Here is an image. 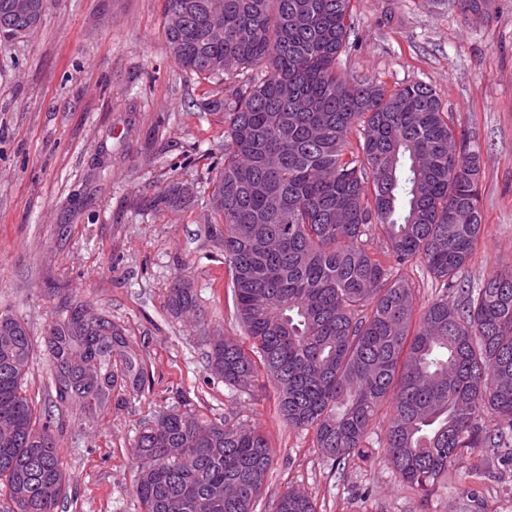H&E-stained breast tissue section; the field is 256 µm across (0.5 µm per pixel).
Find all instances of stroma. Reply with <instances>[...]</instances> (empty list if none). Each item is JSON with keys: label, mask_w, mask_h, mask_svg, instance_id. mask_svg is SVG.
Listing matches in <instances>:
<instances>
[{"label": "stroma", "mask_w": 512, "mask_h": 512, "mask_svg": "<svg viewBox=\"0 0 512 512\" xmlns=\"http://www.w3.org/2000/svg\"><path fill=\"white\" fill-rule=\"evenodd\" d=\"M349 79L433 88L482 159L483 233L463 276L477 285L512 265V0H351ZM164 0H49L26 41L0 42V313L34 344L24 389L52 417L65 492L58 512H140L132 446L142 422L175 409L258 427L273 463L256 512L293 486L316 512H512V458L481 455L450 470L429 499L404 485L381 446L366 459L322 457L288 426L266 376L241 393L207 366V336L246 342L224 254L207 235V183L224 155V117L198 106L222 85L185 73L164 36ZM194 183L185 211H155L166 182ZM190 279L198 312L175 317L167 295ZM83 301L120 324L147 361L140 389L118 388L93 418L59 404L44 336Z\"/></svg>", "instance_id": "1"}]
</instances>
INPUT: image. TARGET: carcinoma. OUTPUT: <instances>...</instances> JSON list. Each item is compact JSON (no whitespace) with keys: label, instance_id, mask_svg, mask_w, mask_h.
Wrapping results in <instances>:
<instances>
[{"label":"carcinoma","instance_id":"cac0c4a2","mask_svg":"<svg viewBox=\"0 0 512 512\" xmlns=\"http://www.w3.org/2000/svg\"><path fill=\"white\" fill-rule=\"evenodd\" d=\"M0 0V41L28 37L47 0L22 14ZM164 33L181 69L224 84L200 106L224 113V163L210 182L217 224L209 235L229 266L237 314L279 395L288 425L310 431L326 458L368 455L366 435L385 404L391 469L423 498L448 470L512 435V266L472 287L461 279L481 236L480 156L422 83L388 90L348 80L351 0H165ZM359 131L360 148L348 149ZM194 197L173 179L155 210ZM382 240L391 264L369 249ZM423 263L440 295L414 317V286L399 275ZM457 301H448V294ZM71 304L45 337L59 403L92 411L123 382L148 374L123 330ZM177 276L168 309L197 310ZM33 343L0 313V494L8 512H56L65 489L50 424L36 425L23 389ZM212 371L246 392L255 361L231 339L210 345ZM492 414L500 426L486 425ZM134 494L141 512H254L272 464L257 428L226 416L183 422L161 411L141 427ZM273 512H316L289 487Z\"/></svg>","mask_w":512,"mask_h":512}]
</instances>
